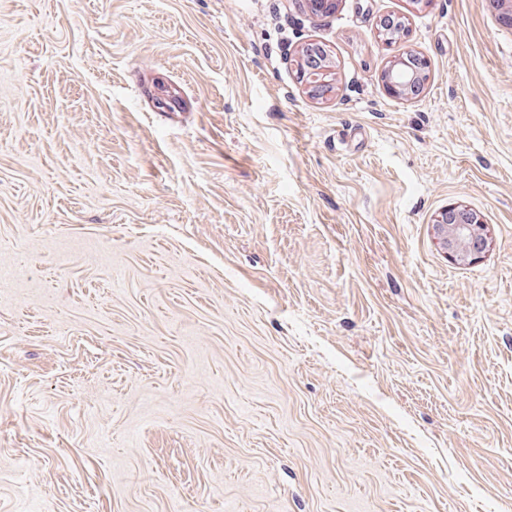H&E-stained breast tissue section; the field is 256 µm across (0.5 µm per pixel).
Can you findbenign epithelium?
Instances as JSON below:
<instances>
[{
  "label": "benign epithelium",
  "mask_w": 512,
  "mask_h": 512,
  "mask_svg": "<svg viewBox=\"0 0 512 512\" xmlns=\"http://www.w3.org/2000/svg\"><path fill=\"white\" fill-rule=\"evenodd\" d=\"M301 57L300 77L308 92L314 98H326L334 90L326 49L308 43L302 48ZM427 66L424 56L409 53L391 62L382 74V81L391 95L406 100L417 99L427 82V77L423 76V68ZM435 230L444 249L460 263L479 258L489 246L478 214L463 205L442 211L435 219Z\"/></svg>",
  "instance_id": "obj_1"
}]
</instances>
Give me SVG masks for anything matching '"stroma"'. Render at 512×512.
Segmentation results:
<instances>
[{
	"instance_id": "stroma-1",
	"label": "stroma",
	"mask_w": 512,
	"mask_h": 512,
	"mask_svg": "<svg viewBox=\"0 0 512 512\" xmlns=\"http://www.w3.org/2000/svg\"><path fill=\"white\" fill-rule=\"evenodd\" d=\"M0 512H512L489 0H0ZM302 62L299 66L300 77L310 95L324 99L333 92V73L326 49L316 43L306 44L302 48ZM425 67L428 68V62L424 56L409 53L391 62L381 79L394 97L417 99L422 95L428 79V74L423 76L422 73ZM435 223L444 249L460 263L479 258L489 246L478 214L467 206L448 207L437 216Z\"/></svg>"
}]
</instances>
